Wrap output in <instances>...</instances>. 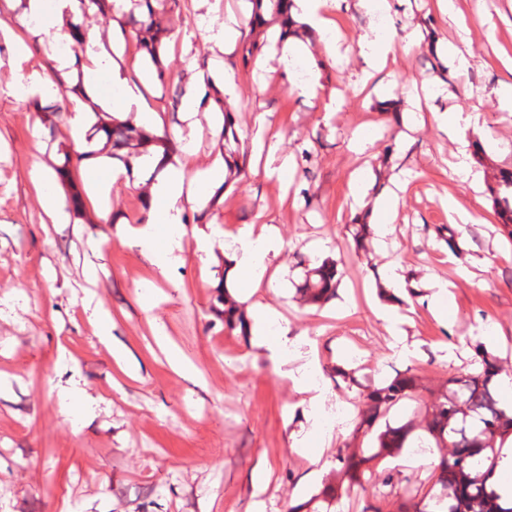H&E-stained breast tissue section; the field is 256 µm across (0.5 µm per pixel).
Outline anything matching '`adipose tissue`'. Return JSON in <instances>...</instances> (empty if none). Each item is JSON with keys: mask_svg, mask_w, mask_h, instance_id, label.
Masks as SVG:
<instances>
[{"mask_svg": "<svg viewBox=\"0 0 512 512\" xmlns=\"http://www.w3.org/2000/svg\"><path fill=\"white\" fill-rule=\"evenodd\" d=\"M11 3L18 24L28 28L41 44L55 51L52 71L34 70L19 74L18 82L26 87L29 95L42 98L57 96L58 80L69 79L74 72H81L84 91L80 97L71 99L67 107L69 130L77 150L85 153L86 163L103 172L102 179L93 183L94 192L108 197L113 183L121 178L122 172L106 168L103 155L88 152L84 134L94 123L96 113L132 114L141 123L154 128L164 126L160 108L147 101L156 86L148 50L140 49L137 70H130L122 59L126 46L135 44L138 38L136 32L126 29L122 23L126 0H115L113 5L115 21L112 25L111 48H104L96 34L83 35L84 53L77 62L69 54L58 53L57 47L72 39L73 26L81 12L79 0H54V19L48 23L42 20L44 0H11ZM342 3L343 0H292L290 19L292 23L301 24L304 33L298 36L291 27H270L267 38L272 43V57L284 65L311 61L312 56L304 42L308 36L322 45L326 55H335L339 44L333 17ZM205 34L222 56L189 76L181 99L183 119L188 123L192 122L197 112L210 106L212 91H219L220 100L224 103L233 102L238 97V86L228 61L241 35L236 19L230 15L221 22L209 20ZM358 46L366 66L356 72L354 78L356 83L364 85L374 73L386 67L389 57L396 53L397 42L374 23L359 35ZM102 80L114 89L113 97H98L96 88ZM181 149L183 162L165 166L151 184L149 203L152 211L158 212V221L132 226L127 231L128 241L149 257L155 272L164 278L181 259L184 239L182 224L186 208L203 200L211 188L218 186L223 175L216 164L203 170L196 169L191 159V145L182 144ZM161 223L167 228V234L163 237L157 233V226ZM234 242L236 277L248 293H256L264 281H276L277 275L270 272L267 258L282 249L283 241L274 225H265L259 234L254 233L252 227L242 228ZM251 317L259 342L269 352L276 367L287 365L288 330L278 327V312L269 304L257 301L252 305Z\"/></svg>", "mask_w": 512, "mask_h": 512, "instance_id": "adipose-tissue-1", "label": "adipose tissue"}]
</instances>
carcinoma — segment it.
<instances>
[{
  "label": "carcinoma",
  "mask_w": 512,
  "mask_h": 512,
  "mask_svg": "<svg viewBox=\"0 0 512 512\" xmlns=\"http://www.w3.org/2000/svg\"><path fill=\"white\" fill-rule=\"evenodd\" d=\"M138 35L142 41L149 40L155 48H161L165 30L154 19V10H148ZM96 117L97 128L112 140V157L121 160L127 171H133V160L150 156L158 148L162 149L161 159H171L173 147L168 135L150 136L136 124L119 121L106 112H98ZM492 193L495 212L512 237V169L501 173ZM338 274V263L334 260L309 269L299 288L305 303L321 306L336 297L341 282ZM223 303L224 328L247 335L249 322L244 310L227 295ZM473 350L482 365V372L460 373L448 378L451 395L435 400L425 426L426 433L437 446L448 448L432 475L434 482L446 492V497L427 494L418 499L409 487L406 489L408 502L402 504L399 512H436L445 501L448 502V512H512V504L500 505L485 484V475L494 471L506 440L512 437V416L506 414L488 388L491 378L498 374L496 357L480 341L473 344ZM420 388V376L416 369L409 367L359 392L363 407L356 434L373 436L375 446L369 455L361 448L347 447L339 451L336 460L349 485L364 486L365 473L372 470L377 461L394 456L407 447L414 424L393 426L386 421V416L391 408L412 398ZM472 413L477 414L483 424L477 437L467 426V417ZM338 491L337 487H326L307 502L291 508L290 512H331Z\"/></svg>",
  "instance_id": "1"
}]
</instances>
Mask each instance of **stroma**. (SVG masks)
Returning <instances> with one entry per match:
<instances>
[{"label": "stroma", "mask_w": 512, "mask_h": 512, "mask_svg": "<svg viewBox=\"0 0 512 512\" xmlns=\"http://www.w3.org/2000/svg\"><path fill=\"white\" fill-rule=\"evenodd\" d=\"M435 0H394L382 25L396 37L415 35L418 47L398 55L383 84L368 94L354 88L350 76L365 65L357 37L369 18L341 12L344 40L336 57L320 47L312 54L325 91L339 90L338 111H324L291 93V81L270 64L243 65L233 58L238 101L229 105L242 151L257 135L254 117L268 112L281 137L280 148L294 171L248 172L231 181L214 204L187 210V234L179 264L168 279H155L149 259L128 243L126 226L147 218V184L126 188L115 183L108 199L93 192L94 173L74 168L62 200L79 195L81 212L55 224L43 213L32 180L35 168L52 172L59 155L47 149L49 137L66 147L74 142L66 123L50 134L39 112L6 88L15 79L8 66L13 44L0 36V512H251L255 500L251 476L267 471L264 512H289L325 483L338 482L337 451L363 446L353 429H332L309 436L310 454L291 449V435L305 426L303 395L276 372L253 336L224 329L216 298L229 294L250 307L240 287L224 285V254L233 235L246 225H275L284 249L270 260L280 274L260 295L281 313L301 353L316 350L327 401L323 416L337 407L358 412L357 388L337 386L333 373L344 366L361 385L416 368L422 378L417 401L396 406L393 423L423 422L435 395L450 376L477 371L468 339L484 338L488 328L504 341L492 352L500 372L512 374V237L493 211L487 187L499 171L512 166V112L501 109L493 89L508 76L503 58H512V0H456L465 16H481L470 34L434 8ZM155 11L172 37L164 53L170 91L157 94L169 131L184 129L173 111L171 92L183 89L191 68L215 57L197 36L193 0L170 7L157 0ZM449 40L471 52L469 69L450 73L434 44ZM442 77L463 88L467 98L435 97L439 109L463 107L480 116L479 132L467 133L468 163L482 173L484 191L453 174V136L431 114L404 110L410 84ZM364 113L373 135L361 154L348 150L353 133L349 115ZM310 161H301V149ZM363 170L366 207L348 196V183ZM403 185L394 232L385 242L368 237V261L354 255L350 225L383 221L371 204ZM456 198L473 215L470 224L448 223L447 202ZM109 208L113 223L100 219ZM453 227L456 249H449L441 228ZM212 233L209 257L194 249L193 236ZM341 260L343 274L336 299L323 308L303 305L295 288L308 267L324 258ZM419 292L405 298L412 321L403 330L419 345L417 356L402 359L390 347L384 323L371 308L380 304L388 262ZM96 267L88 284L85 271ZM471 270L463 278L459 269ZM453 283L455 305L447 325L427 309L434 278ZM93 291L112 315V341L127 352L129 370L121 372L95 336L81 303ZM179 349L196 375L175 373L168 348ZM79 373L97 403L91 414L70 420L59 413L49 383L65 384ZM391 474L392 485L382 483ZM431 469L383 460L366 476L364 487L336 500L338 512H362L365 505L395 512L407 484L421 493L432 488Z\"/></svg>", "instance_id": "obj_1"}]
</instances>
